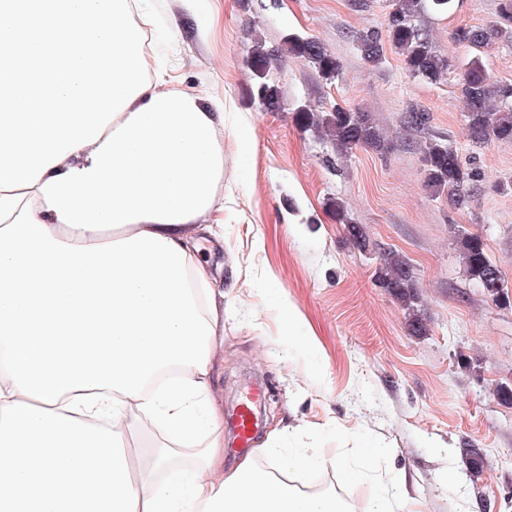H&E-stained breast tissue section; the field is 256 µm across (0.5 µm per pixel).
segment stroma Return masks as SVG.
Wrapping results in <instances>:
<instances>
[{"mask_svg": "<svg viewBox=\"0 0 512 512\" xmlns=\"http://www.w3.org/2000/svg\"><path fill=\"white\" fill-rule=\"evenodd\" d=\"M497 0H461L429 26L451 67L437 84L415 79L394 53L365 65L344 30L382 26L386 0H142L157 34L150 57L166 63L175 87L224 102V245L200 258L224 276V360L213 387L231 409L253 378L267 384L255 447L327 448L359 458L381 448L369 477L348 486L353 500L378 483L408 480L409 512H512V306L484 300L466 280L455 245L465 229L481 236L512 290V145L469 141L459 93L465 54L461 25L483 27ZM179 27L170 41L168 28ZM313 37L339 61L326 81L285 57L269 81L281 111L251 93L247 50L254 37L279 46L288 34ZM432 114V132L485 177L469 208L456 210L424 185L423 162L400 122L408 102ZM361 106L393 136L386 154L335 147L306 130L301 107ZM250 137L240 151L239 128ZM341 200L377 250L412 264L428 333L411 332L399 303L374 281L375 252L353 246L331 203ZM290 301L301 337H283L280 301ZM480 448L481 473H466L458 450Z\"/></svg>", "mask_w": 512, "mask_h": 512, "instance_id": "35a3bbf8", "label": "stroma"}]
</instances>
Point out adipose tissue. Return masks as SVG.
I'll list each match as a JSON object with an SVG mask.
<instances>
[{"label": "adipose tissue", "instance_id": "1", "mask_svg": "<svg viewBox=\"0 0 512 512\" xmlns=\"http://www.w3.org/2000/svg\"><path fill=\"white\" fill-rule=\"evenodd\" d=\"M135 0H0V512H404L279 483L321 448L224 468V103L147 72ZM159 438L133 467L127 435ZM204 438L192 467L182 445Z\"/></svg>", "mask_w": 512, "mask_h": 512}]
</instances>
